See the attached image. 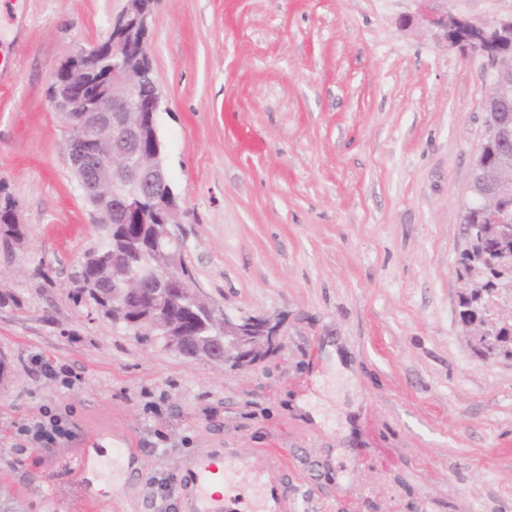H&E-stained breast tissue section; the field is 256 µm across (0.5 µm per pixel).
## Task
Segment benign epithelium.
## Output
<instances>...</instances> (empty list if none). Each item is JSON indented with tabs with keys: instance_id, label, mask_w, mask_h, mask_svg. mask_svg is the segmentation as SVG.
I'll return each instance as SVG.
<instances>
[{
	"instance_id": "benign-epithelium-1",
	"label": "benign epithelium",
	"mask_w": 512,
	"mask_h": 512,
	"mask_svg": "<svg viewBox=\"0 0 512 512\" xmlns=\"http://www.w3.org/2000/svg\"><path fill=\"white\" fill-rule=\"evenodd\" d=\"M156 0H129L125 10L112 22V39L108 44H96L70 56L55 75L51 93L68 127L75 132L66 142L71 168L82 188L84 198L94 208L97 223H112V186L130 181L143 193L153 181L167 177L163 164L145 157L138 148L146 137L141 113L157 114L162 106L149 54L134 50L127 36L150 25ZM431 24L446 29L448 41L467 50L471 56L486 59L496 73L488 96L482 103L489 113L486 137L502 144H512V61L488 57L486 32L511 33L512 19L492 23H476L480 32H469L470 21L448 20L445 16L428 15ZM103 58L112 59V84L104 92L94 87L90 74ZM471 192L481 201L497 200L512 192V150H504L497 166L484 171L481 179L471 184ZM179 208L169 209L166 224L159 236L176 244L185 252L181 236ZM500 245L494 263L502 270L512 271V225L509 219L499 218L495 225ZM85 262L103 271L108 284L120 282L121 288H98L96 294L110 301L117 309H126L138 297L147 294L160 307L173 296L199 300L203 289L181 272L180 266L168 267L164 273H154L148 280L130 279L123 268L93 249ZM205 309L213 323L224 326V337L217 340L208 360L243 364L260 353L261 343H271L276 328L266 319L248 316L233 317L210 303ZM501 302L486 304L482 316V335H494L493 328L500 320Z\"/></svg>"
}]
</instances>
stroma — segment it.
Here are the masks:
<instances>
[{"instance_id":"obj_1","label":"stroma","mask_w":512,"mask_h":512,"mask_svg":"<svg viewBox=\"0 0 512 512\" xmlns=\"http://www.w3.org/2000/svg\"><path fill=\"white\" fill-rule=\"evenodd\" d=\"M126 4L17 0L0 19L16 50L0 70V186L26 229L0 247V438L42 406L79 425L50 454L0 451V500L85 512L96 486L104 512H164L149 478L207 449L252 512L267 473L279 512H512V362L474 351L455 274L490 76L425 19L495 22L512 0H158L148 51L186 261L216 306L278 329L245 367L140 344L75 299L109 229L48 89ZM36 354L81 382L42 376ZM157 428L167 450L142 447L135 477L106 450L88 464L92 433L142 446Z\"/></svg>"}]
</instances>
